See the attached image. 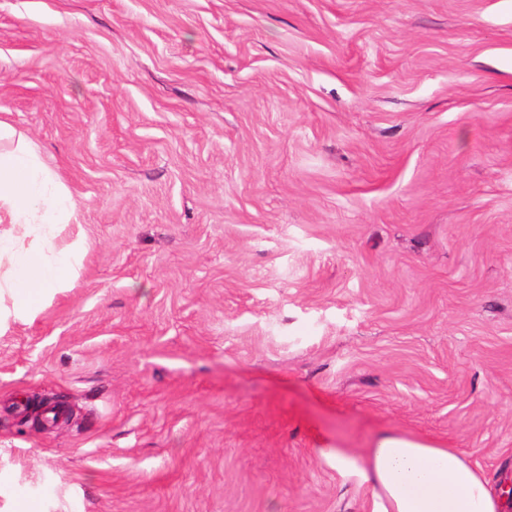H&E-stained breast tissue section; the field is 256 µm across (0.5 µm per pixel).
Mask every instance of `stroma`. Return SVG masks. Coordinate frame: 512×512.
<instances>
[{"instance_id": "35a3bbf8", "label": "stroma", "mask_w": 512, "mask_h": 512, "mask_svg": "<svg viewBox=\"0 0 512 512\" xmlns=\"http://www.w3.org/2000/svg\"><path fill=\"white\" fill-rule=\"evenodd\" d=\"M0 118L85 246L0 512H370L385 427L512 485V0H0Z\"/></svg>"}]
</instances>
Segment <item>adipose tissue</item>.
I'll use <instances>...</instances> for the list:
<instances>
[{"instance_id": "1", "label": "adipose tissue", "mask_w": 512, "mask_h": 512, "mask_svg": "<svg viewBox=\"0 0 512 512\" xmlns=\"http://www.w3.org/2000/svg\"><path fill=\"white\" fill-rule=\"evenodd\" d=\"M0 330L10 320L32 321L43 301L71 279L80 244L56 249L55 231L69 223L75 203L54 170L15 128L0 119ZM343 474L358 477L371 512H503L505 497L457 448L385 428L368 448L328 451Z\"/></svg>"}]
</instances>
